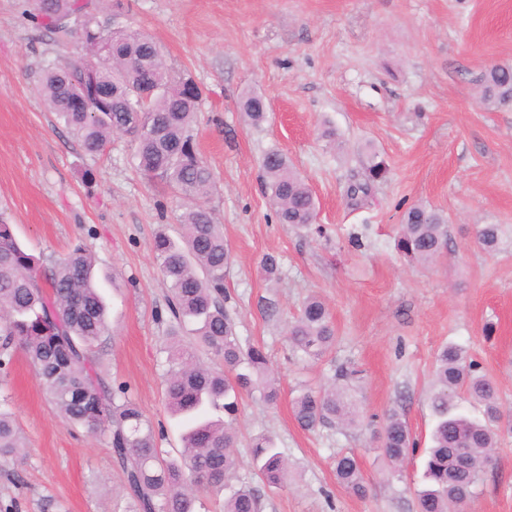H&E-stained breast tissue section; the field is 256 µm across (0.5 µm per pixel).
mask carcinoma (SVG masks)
<instances>
[{
  "label": "carcinoma",
  "mask_w": 512,
  "mask_h": 512,
  "mask_svg": "<svg viewBox=\"0 0 512 512\" xmlns=\"http://www.w3.org/2000/svg\"><path fill=\"white\" fill-rule=\"evenodd\" d=\"M43 27L58 35L74 59L46 66L38 88L47 108L56 113L90 155L104 153L112 139L128 135L134 144L136 169L166 183L180 202L181 241L159 234L153 252L168 291L171 325L167 353V410L182 423V448L165 457L157 447L151 422L126 396V389L108 388L95 367L91 346L110 333L106 304L95 282V259L84 246H74L51 264L23 248L13 225L0 217V370H8L15 349L35 369L43 392L63 418L90 433L109 432L112 455L124 475L129 512H200L202 493L224 490L235 475L236 433L224 416L236 414L242 392L278 397L277 382L268 374L262 347L244 348L224 308V267L229 249L215 224L209 198L216 182L195 147L198 103L189 96L188 81L175 77L157 43L145 32L102 15L92 0H38ZM478 102L486 108L512 104V67L492 66L481 76ZM81 99L84 110L73 102ZM241 109L253 124L266 119L265 100L247 96ZM266 196L279 222L306 227L316 220V202L309 187L281 151L262 158ZM382 161L371 160L367 178L351 185L347 195L359 202L375 183L386 178ZM498 224H479L477 244L497 249ZM447 218L422 205L402 216L397 249L405 257L429 264L447 245ZM190 329L196 345L221 357L224 369L199 361L183 344ZM291 347L312 360L322 359L336 342V329L321 298L309 297L288 328ZM358 371L336 370L327 389L303 385L293 397L292 412L304 430L337 423L359 424V411L349 393ZM474 399L484 415L474 419L461 402ZM428 404L435 419L432 445L417 490L419 512H461L475 496L481 473L493 462L502 412L495 382L477 372V365L457 345L443 347L437 357ZM378 447L397 467L416 447L405 419L387 415ZM24 445L7 404L0 403V462L22 458ZM252 467L268 486L288 480V465L268 434L253 438ZM339 487L366 493L356 457L340 454L333 462ZM224 512H259L256 490L243 483L224 498Z\"/></svg>",
  "instance_id": "carcinoma-1"
}]
</instances>
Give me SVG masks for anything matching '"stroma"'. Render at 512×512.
<instances>
[{"instance_id":"35a3bbf8","label":"stroma","mask_w":512,"mask_h":512,"mask_svg":"<svg viewBox=\"0 0 512 512\" xmlns=\"http://www.w3.org/2000/svg\"><path fill=\"white\" fill-rule=\"evenodd\" d=\"M159 44L167 64L202 96L195 126L217 189L209 200L224 232L226 308L242 345L264 346L280 389L275 403L244 397L236 489L250 482L261 512H417L433 425L428 393L437 353L464 347L493 377L505 418L494 464L470 512H512V105L476 100L490 65L512 66V0H99ZM31 0H0V213L19 241L46 259L83 245L95 257L111 333L95 342L98 371L126 386L177 453L179 427L165 408L168 292L152 242L179 238L180 209L167 186L137 172L129 137L86 154L36 92L57 59L54 35L28 14ZM262 96L267 119L252 124L245 95ZM335 128L338 146L321 137ZM284 153L317 204L315 224L279 223L262 190L261 161ZM379 155L387 175L351 205L346 186ZM425 205L448 219V247L430 265L395 248L404 211ZM479 224L502 228L495 252L475 242ZM280 260L267 279L260 262ZM327 304L336 343L320 360L291 350L288 326L309 296ZM360 372L358 428L306 431L291 399L327 384L339 365ZM19 425L26 456L0 467V512H126L109 437L66 423L23 352L0 372V396ZM403 414L417 450L392 476L374 433ZM267 432L287 458L289 484L254 477L249 440ZM352 453L367 492L351 495L333 474Z\"/></svg>"}]
</instances>
